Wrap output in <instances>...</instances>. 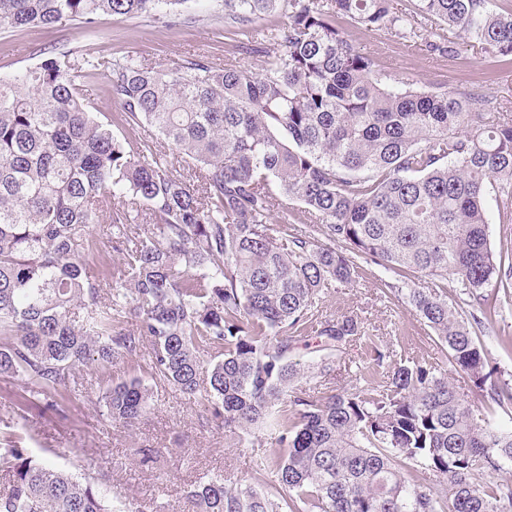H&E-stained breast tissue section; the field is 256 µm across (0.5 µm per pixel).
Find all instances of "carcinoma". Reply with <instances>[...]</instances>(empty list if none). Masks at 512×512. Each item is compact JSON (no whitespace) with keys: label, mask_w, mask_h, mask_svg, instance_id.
<instances>
[{"label":"carcinoma","mask_w":512,"mask_h":512,"mask_svg":"<svg viewBox=\"0 0 512 512\" xmlns=\"http://www.w3.org/2000/svg\"><path fill=\"white\" fill-rule=\"evenodd\" d=\"M187 0H0V26L34 28L103 16H177ZM501 0H417L448 29L429 44L455 52L462 33L484 58L512 57V7ZM244 31L274 11L286 21L251 45L261 72L191 58L175 68L133 55L62 53L0 77V376L62 401L75 370H108L151 344L154 378L204 395L224 444L238 448L271 417L255 473L276 493L221 477L187 491L177 512H512V382L448 302V288H411L407 303L456 372L486 393L475 415L448 374L420 362L373 361L386 385L341 393L297 388L298 350L339 351L361 326L313 310L358 261L400 276L453 277L488 322L512 278L509 247L492 246L486 198L512 201V108L479 88L387 82L339 21L414 33L392 0H224ZM107 73L133 145L96 118L84 94ZM189 160L195 182L168 160ZM308 224L274 220L285 202ZM109 217L114 266L93 228ZM147 224L150 234L138 237ZM111 299L103 302L101 293ZM210 355L204 362L202 354ZM207 373L206 383L201 374ZM153 392L138 377L100 396L130 425ZM23 433L0 437V512H113L80 482L30 455Z\"/></svg>","instance_id":"1"}]
</instances>
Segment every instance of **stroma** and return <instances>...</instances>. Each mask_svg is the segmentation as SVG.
Wrapping results in <instances>:
<instances>
[{
  "mask_svg": "<svg viewBox=\"0 0 512 512\" xmlns=\"http://www.w3.org/2000/svg\"><path fill=\"white\" fill-rule=\"evenodd\" d=\"M347 33L362 51L377 58L385 73L421 86L479 87L512 99V63L481 58L463 36L457 39L454 55L429 53L427 42L446 34L443 27L430 20L418 19L416 34L411 38L360 26L348 27ZM63 52L93 56L125 53L168 67L200 56L220 66L233 61L255 72L261 68L259 57L246 53L236 37L225 32L221 0H188L180 19L171 24L154 16H106L94 33L75 22L32 30L0 28L2 77ZM88 98L95 115L111 122L117 136L137 140V132L122 123V109L110 97L105 76L89 82ZM395 280V275L382 267L362 265L354 284H335L326 290L321 311L336 318H355L367 336L392 346L398 363L426 362L447 372L449 381L461 387L471 408L481 409L484 401L479 390L465 375L452 371L406 300L385 297L384 283ZM448 300L465 321L471 322V331L485 345L491 365L504 379L512 380V347L506 349L498 343L499 337H512V292L503 297L497 320L486 328L473 324L475 310L456 282L448 284ZM150 352V344L145 343L135 360L107 370L93 365L81 367L77 373L79 390L60 411L54 410L44 396L30 393L20 380L0 377V431L9 424H24L32 436L29 447L33 454L57 449L54 463L76 476L95 477L103 498L128 505L146 503L152 512H172L190 487L214 475L235 487L258 486L253 467L259 449L225 447L224 432L212 421L207 403L201 398L158 385L153 389L150 411L134 424L105 421L98 396L114 379L145 376ZM367 360L364 339L353 340L336 354L331 376L322 377L309 370L299 386L318 392H341L356 385L357 368ZM145 447L157 451L156 461H143L140 451Z\"/></svg>",
  "mask_w": 512,
  "mask_h": 512,
  "instance_id": "1",
  "label": "stroma"
}]
</instances>
